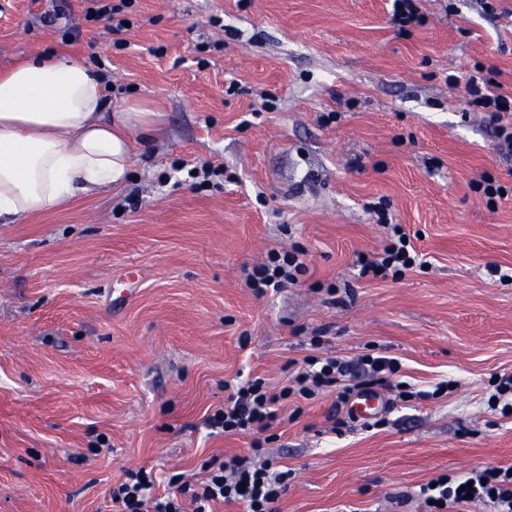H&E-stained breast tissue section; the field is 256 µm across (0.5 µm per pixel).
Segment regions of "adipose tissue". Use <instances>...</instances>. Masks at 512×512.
<instances>
[{
    "label": "adipose tissue",
    "instance_id": "1",
    "mask_svg": "<svg viewBox=\"0 0 512 512\" xmlns=\"http://www.w3.org/2000/svg\"><path fill=\"white\" fill-rule=\"evenodd\" d=\"M101 75L38 54L0 73V223L123 185L131 138L155 127L140 101L110 107Z\"/></svg>",
    "mask_w": 512,
    "mask_h": 512
}]
</instances>
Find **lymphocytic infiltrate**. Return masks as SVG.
<instances>
[{
	"mask_svg": "<svg viewBox=\"0 0 512 512\" xmlns=\"http://www.w3.org/2000/svg\"><path fill=\"white\" fill-rule=\"evenodd\" d=\"M470 105L489 112L497 125V146L512 151V126L501 122L503 112H512V91H505L494 72L476 69L466 81ZM376 221L386 227L387 237L380 252L367 256L359 264L363 278H401L407 271L424 267L425 262L412 245L401 225L390 223L389 211L381 204L371 205ZM304 250L269 251L247 274V284L255 292L277 289L295 283L306 269ZM365 378L349 380L348 362L333 356L309 355L294 371L292 385L271 392L261 379L234 387L222 408L208 418L207 424L227 434L256 435L268 431L279 421L283 401L297 395L314 398L319 392L334 391L336 402L348 406L359 394L395 375L400 364L396 358L365 355L358 361ZM208 477L202 485L190 486L180 475H172L165 494L155 492L150 472L138 470L112 489L110 512H213L216 503L244 505L245 512H276V504L286 492L287 473L278 471L274 460L263 457L260 442H253L248 456L211 458L204 465ZM420 493L428 512H463L469 504L490 506L492 512H512V467L474 469L457 478L443 474L434 484L422 485Z\"/></svg>",
	"mask_w": 512,
	"mask_h": 512,
	"instance_id": "1",
	"label": "lymphocytic infiltrate"
}]
</instances>
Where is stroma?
<instances>
[{
	"label": "stroma",
	"instance_id": "35a3bbf8",
	"mask_svg": "<svg viewBox=\"0 0 512 512\" xmlns=\"http://www.w3.org/2000/svg\"><path fill=\"white\" fill-rule=\"evenodd\" d=\"M135 0L127 46L85 0H0V71L35 52L106 70L107 100L157 111L124 186L0 223V512H103L127 472L202 480L252 437L205 420L225 384L286 386L314 349L398 358L385 425L332 432L336 395L284 407L264 452L288 474L279 512H425L442 474L512 466V155L469 106L476 68L512 86V0ZM222 25H213V18ZM224 174L195 187L186 168ZM508 189L488 204L474 180ZM386 201L426 265L356 275ZM305 248L296 284L259 295L247 271ZM335 295H327V288ZM392 18L401 27L413 22L420 23L418 0H392ZM501 402V412L512 414V374H504L496 380L495 393L489 399V406L496 410Z\"/></svg>",
	"mask_w": 512,
	"mask_h": 512
}]
</instances>
